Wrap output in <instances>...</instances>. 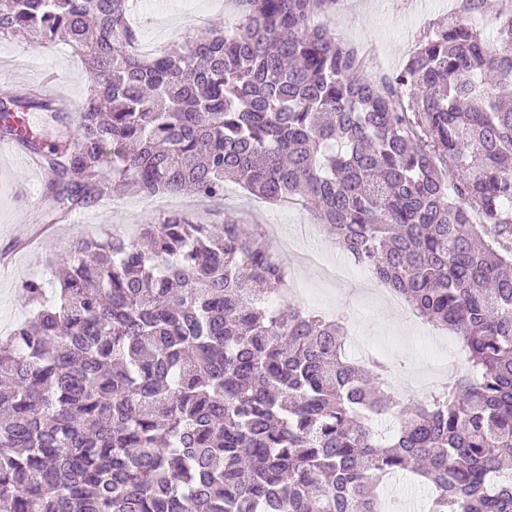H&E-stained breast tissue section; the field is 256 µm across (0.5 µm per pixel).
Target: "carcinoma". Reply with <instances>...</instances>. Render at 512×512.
I'll return each mask as SVG.
<instances>
[{
	"instance_id": "cac0c4a2",
	"label": "carcinoma",
	"mask_w": 512,
	"mask_h": 512,
	"mask_svg": "<svg viewBox=\"0 0 512 512\" xmlns=\"http://www.w3.org/2000/svg\"><path fill=\"white\" fill-rule=\"evenodd\" d=\"M243 2L151 56L130 0H0V38L65 42L90 78L71 150L64 103L0 99V137L49 172L44 222L229 181L301 201L466 368L403 400L343 318L270 303L288 268L233 216L81 236L0 336V512H383L407 472L428 512H512V0L492 41L485 0H457L377 79L313 23L337 0Z\"/></svg>"
}]
</instances>
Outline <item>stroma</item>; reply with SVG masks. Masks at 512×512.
Listing matches in <instances>:
<instances>
[{"label":"stroma","mask_w":512,"mask_h":512,"mask_svg":"<svg viewBox=\"0 0 512 512\" xmlns=\"http://www.w3.org/2000/svg\"><path fill=\"white\" fill-rule=\"evenodd\" d=\"M181 2L164 0L163 9L149 15L140 7H133L130 21L138 31L139 41L161 49L177 37L194 34L209 24L232 27L242 19L233 0H196L191 10L184 9ZM423 2L340 0L336 11L320 16L318 22L353 46L370 49L376 56V66L369 75L375 78L402 68L416 50L420 34L433 23L447 21L454 13L455 0H438L428 10ZM50 77L55 80L58 96L69 102L71 111H78L88 95L89 80L82 59L69 46L0 38V98L22 86H42ZM43 186V179L26 168L22 160L0 151V251L13 254L9 270L0 273V331L16 324L30 310L21 288L23 281L39 275L50 278V261L62 254L72 237L97 235L130 224H155L165 211L158 198L149 202L133 197L99 202L81 209L79 220L56 225L49 238L34 239L21 198L40 197ZM173 203L190 207L216 224L223 223L228 213L244 214L253 224H269L276 213H287L288 220L278 226L277 233L293 238L294 244L280 249L278 257L294 268L301 284L315 290L314 295L297 296L296 304L354 321L355 334L347 346L348 353H355L360 344L369 352H380L390 367L393 384L405 388L407 396L415 394L411 382L429 386L437 379L430 364L428 337L397 310L380 305L371 279L326 283L317 267L303 261L307 243L297 237L295 227L313 221L304 207L293 203L272 205L242 192L221 202H200L183 196L174 198Z\"/></svg>","instance_id":"obj_1"}]
</instances>
